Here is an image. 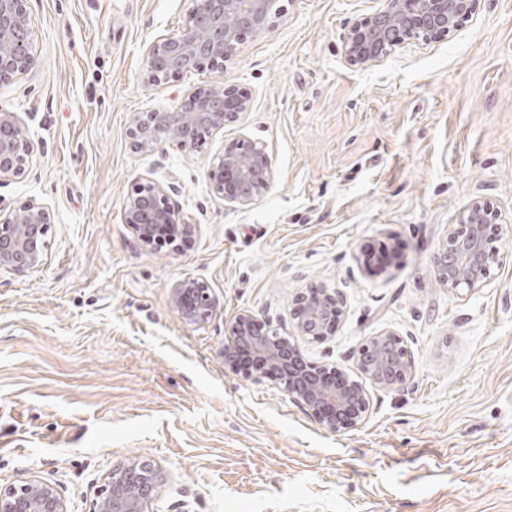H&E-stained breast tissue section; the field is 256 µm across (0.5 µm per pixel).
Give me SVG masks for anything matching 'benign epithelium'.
<instances>
[{
	"label": "benign epithelium",
	"mask_w": 512,
	"mask_h": 512,
	"mask_svg": "<svg viewBox=\"0 0 512 512\" xmlns=\"http://www.w3.org/2000/svg\"><path fill=\"white\" fill-rule=\"evenodd\" d=\"M185 25L172 35H159L145 49L142 82L156 85L185 71L204 66L222 68L244 39L262 35L279 14L278 0H192ZM473 0H383L369 20L354 27L344 43V58L352 67L379 62L402 42L445 37L469 17ZM31 39V19L24 0H0V82L26 74L38 65ZM251 109V97L235 84L200 87L170 110L142 112L130 128L136 150L174 145L185 153L197 151L205 133L238 122ZM34 153V141L16 122L13 113H0V182L25 175ZM274 179L267 149L242 141L226 150L209 171L213 188L239 207L250 205L266 193ZM176 188L150 176L131 188L123 212L141 247L160 251L189 237L193 225L184 222ZM52 224L49 208L30 202L8 213L0 212V269L28 271L44 260L47 234ZM170 227L167 241L154 238L156 227ZM500 225L488 224L485 209L475 204L460 224L449 230L446 244L435 254L436 281L450 291H471L491 279L497 260L489 241L500 236ZM171 300L182 319L203 325L217 315L218 304L209 287L183 280L172 290ZM341 314L340 296L326 288H308L296 300L298 335L319 341L332 335ZM225 341L220 350L224 367L232 362L238 344L248 345L268 367L280 372L275 384L306 408L332 433L356 429L370 414L367 385L389 390L407 386L413 379L411 351L404 339L383 329L358 352L357 375L343 385L328 378V368L294 360L299 350L276 329L250 310H240L224 322ZM168 472L158 463L132 457L112 467L97 504L98 512H156L154 502L168 482ZM0 512H68L55 485L38 477L0 486Z\"/></svg>",
	"instance_id": "1"
}]
</instances>
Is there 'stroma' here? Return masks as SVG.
Listing matches in <instances>:
<instances>
[{"label":"stroma","mask_w":512,"mask_h":512,"mask_svg":"<svg viewBox=\"0 0 512 512\" xmlns=\"http://www.w3.org/2000/svg\"><path fill=\"white\" fill-rule=\"evenodd\" d=\"M279 5L224 67L148 88L145 47L191 0H26L39 66L0 84V113L35 152L0 182V210L34 201L53 225L43 265L0 271V486L36 476L68 512H95L112 467L140 456L170 475L160 512H512V238L483 287L431 272L475 202L512 226V0H474L451 35L364 68L343 46L379 0ZM224 83L251 109L199 151L132 148L137 113ZM242 140L266 147L274 180L241 208L208 172ZM150 173L194 226L181 249L146 251L123 221ZM186 278L219 305L204 325L171 302ZM310 286L344 298L321 342L294 327ZM242 309L351 374L395 330L414 377L370 389L363 424L329 432L271 379L225 369L224 322Z\"/></svg>","instance_id":"obj_1"}]
</instances>
